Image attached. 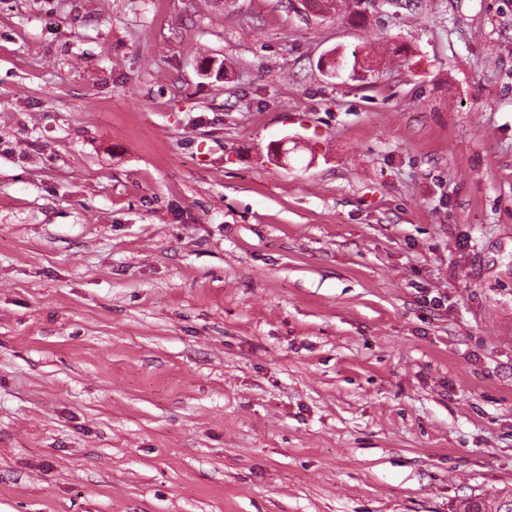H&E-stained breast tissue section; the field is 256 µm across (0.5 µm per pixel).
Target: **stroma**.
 <instances>
[{"instance_id": "1", "label": "stroma", "mask_w": 512, "mask_h": 512, "mask_svg": "<svg viewBox=\"0 0 512 512\" xmlns=\"http://www.w3.org/2000/svg\"><path fill=\"white\" fill-rule=\"evenodd\" d=\"M510 488L512 0H0V512Z\"/></svg>"}]
</instances>
